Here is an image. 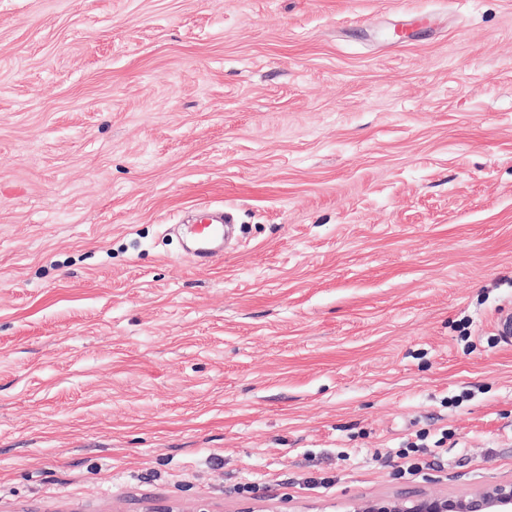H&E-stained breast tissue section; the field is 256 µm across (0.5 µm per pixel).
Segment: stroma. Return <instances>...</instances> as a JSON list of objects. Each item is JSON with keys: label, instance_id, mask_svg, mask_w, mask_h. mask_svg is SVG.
Instances as JSON below:
<instances>
[{"label": "stroma", "instance_id": "35a3bbf8", "mask_svg": "<svg viewBox=\"0 0 512 512\" xmlns=\"http://www.w3.org/2000/svg\"><path fill=\"white\" fill-rule=\"evenodd\" d=\"M506 313L512 0H0V512L510 481ZM224 222L228 223L224 213H212L205 215L201 224L186 226L190 250L196 259L209 263L224 256Z\"/></svg>", "mask_w": 512, "mask_h": 512}]
</instances>
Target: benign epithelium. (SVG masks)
Here are the masks:
<instances>
[{"mask_svg": "<svg viewBox=\"0 0 512 512\" xmlns=\"http://www.w3.org/2000/svg\"><path fill=\"white\" fill-rule=\"evenodd\" d=\"M348 512H512V482L489 484L460 496L379 498Z\"/></svg>", "mask_w": 512, "mask_h": 512, "instance_id": "1", "label": "benign epithelium"}]
</instances>
